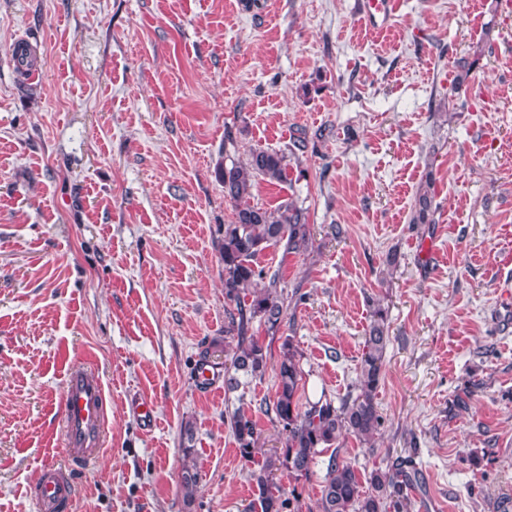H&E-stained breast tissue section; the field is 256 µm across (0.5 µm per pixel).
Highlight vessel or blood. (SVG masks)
I'll return each mask as SVG.
<instances>
[{
	"label": "vessel or blood",
	"mask_w": 512,
	"mask_h": 512,
	"mask_svg": "<svg viewBox=\"0 0 512 512\" xmlns=\"http://www.w3.org/2000/svg\"><path fill=\"white\" fill-rule=\"evenodd\" d=\"M399 6L398 0H361L360 9L369 18L390 19ZM106 390L99 375L86 369L73 375L63 399L64 436L73 466L95 462L102 442ZM38 484L44 503L69 505L72 485L68 477L54 468L42 470Z\"/></svg>",
	"instance_id": "b4317fda"
}]
</instances>
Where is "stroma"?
Instances as JSON below:
<instances>
[{"label":"stroma","mask_w":512,"mask_h":512,"mask_svg":"<svg viewBox=\"0 0 512 512\" xmlns=\"http://www.w3.org/2000/svg\"><path fill=\"white\" fill-rule=\"evenodd\" d=\"M358 2L0 0V512H51L35 491L48 466L70 474L59 512H246L253 465L227 416L255 421L258 453L283 447L265 404L287 338L301 402L355 396L377 305L381 426L333 457L361 473L411 458L410 512H512V6L401 0L375 30ZM258 147L286 154L289 180L258 182L255 202L306 208L309 246L260 258L284 300L276 333L249 327L264 376L209 391L198 366L220 374L232 355L233 208L215 168ZM428 179L434 221L416 224ZM86 362L108 403L83 470L62 410ZM140 396L157 406L148 430L129 411ZM329 457L280 474L290 512H316ZM194 449L183 451V464L181 468L180 484L186 503H191L199 482V473L194 462Z\"/></svg>","instance_id":"stroma-1"}]
</instances>
